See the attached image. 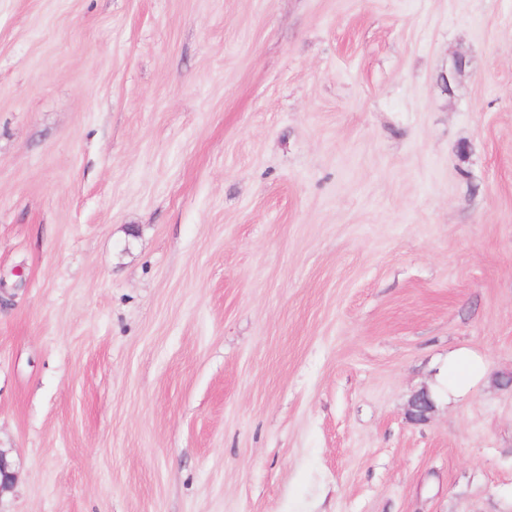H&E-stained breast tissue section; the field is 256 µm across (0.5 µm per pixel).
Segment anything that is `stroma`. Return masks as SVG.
<instances>
[{
	"label": "stroma",
	"instance_id": "obj_1",
	"mask_svg": "<svg viewBox=\"0 0 512 512\" xmlns=\"http://www.w3.org/2000/svg\"><path fill=\"white\" fill-rule=\"evenodd\" d=\"M0 289V512H512V0H0ZM482 365L466 354L460 353L451 358L448 362V375H452L454 380L451 385L460 389L466 385L467 377L465 373H479Z\"/></svg>",
	"mask_w": 512,
	"mask_h": 512
}]
</instances>
